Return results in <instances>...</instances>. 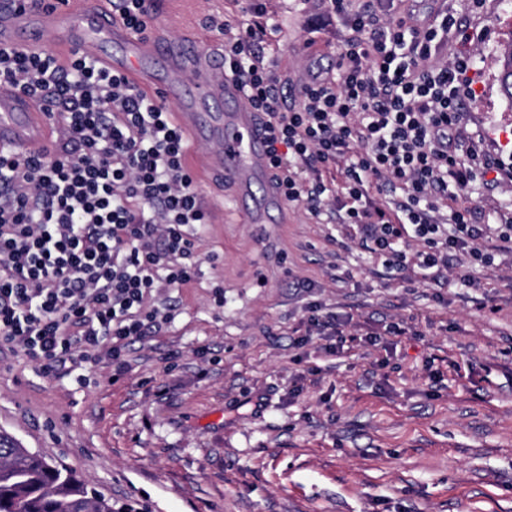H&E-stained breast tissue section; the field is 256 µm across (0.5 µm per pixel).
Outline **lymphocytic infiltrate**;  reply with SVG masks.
I'll list each match as a JSON object with an SVG mask.
<instances>
[{"label":"lymphocytic infiltrate","instance_id":"1","mask_svg":"<svg viewBox=\"0 0 512 512\" xmlns=\"http://www.w3.org/2000/svg\"><path fill=\"white\" fill-rule=\"evenodd\" d=\"M344 24L336 70L300 84L284 105L281 80L261 49L273 30L266 0H247V22L223 33L224 66L244 102L265 117L270 165L287 203L325 207L359 228L397 269L431 284L465 254L459 281L473 285L497 255L512 253V216L485 224L478 206H452L449 188L512 184V164L487 156L462 123L473 92L470 45L484 33L444 12L413 27L394 0H329ZM463 50L435 63L449 32ZM40 99L60 129L38 156L0 150V346L40 366L83 370L106 351L123 374V351L173 322L152 292L191 279L207 224L170 108L92 54L0 47V83ZM337 171L339 181L329 180ZM392 192L391 206L378 195Z\"/></svg>","mask_w":512,"mask_h":512}]
</instances>
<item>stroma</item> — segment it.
I'll return each mask as SVG.
<instances>
[{"mask_svg":"<svg viewBox=\"0 0 512 512\" xmlns=\"http://www.w3.org/2000/svg\"><path fill=\"white\" fill-rule=\"evenodd\" d=\"M463 123L512 156L497 55L512 0H486ZM244 0H166L152 28L223 45L210 18ZM265 53L284 86L336 65L343 28L326 0H267ZM209 214L191 282L164 288L173 323L131 345L112 378L44 375L0 354V431L128 512H512V257L476 287L423 283L350 238L336 214L290 205L245 224L231 187L196 175ZM350 338L307 336L309 306ZM404 335L389 333L392 325Z\"/></svg>","mask_w":512,"mask_h":512,"instance_id":"35a3bbf8","label":"stroma"}]
</instances>
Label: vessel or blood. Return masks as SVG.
<instances>
[{
  "label": "vessel or blood",
  "instance_id": "obj_1",
  "mask_svg": "<svg viewBox=\"0 0 512 512\" xmlns=\"http://www.w3.org/2000/svg\"><path fill=\"white\" fill-rule=\"evenodd\" d=\"M48 31L61 47L90 52L103 68L180 101L181 123L205 145L208 167L235 186L234 202L244 223H265L269 210L283 209L270 168L265 120L245 106L242 84L225 70L222 51L142 38L90 0L77 10L51 13L25 0H0L1 46L33 52ZM107 42L120 45L122 57L102 54ZM49 145L43 104L0 83V149L37 155Z\"/></svg>",
  "mask_w": 512,
  "mask_h": 512
}]
</instances>
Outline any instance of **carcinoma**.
I'll return each mask as SVG.
<instances>
[{"label":"carcinoma","instance_id":"cac0c4a2","mask_svg":"<svg viewBox=\"0 0 512 512\" xmlns=\"http://www.w3.org/2000/svg\"><path fill=\"white\" fill-rule=\"evenodd\" d=\"M0 512H112V501L0 432Z\"/></svg>","mask_w":512,"mask_h":512}]
</instances>
